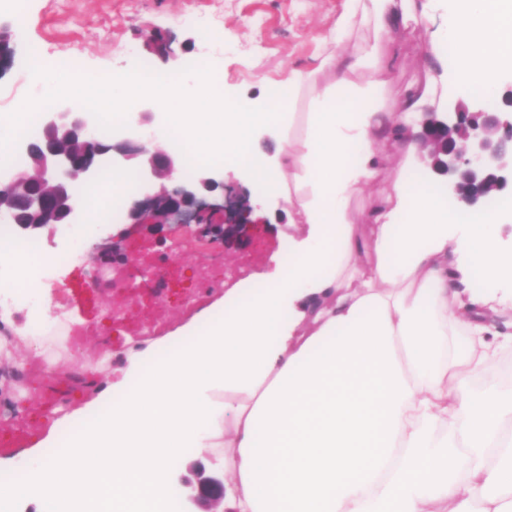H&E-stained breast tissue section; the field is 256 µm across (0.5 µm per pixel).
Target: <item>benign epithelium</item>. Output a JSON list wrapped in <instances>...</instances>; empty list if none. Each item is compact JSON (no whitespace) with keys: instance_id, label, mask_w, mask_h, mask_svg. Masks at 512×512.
Wrapping results in <instances>:
<instances>
[{"instance_id":"1","label":"benign epithelium","mask_w":512,"mask_h":512,"mask_svg":"<svg viewBox=\"0 0 512 512\" xmlns=\"http://www.w3.org/2000/svg\"><path fill=\"white\" fill-rule=\"evenodd\" d=\"M416 140L431 169L447 176L450 198L469 212H480L486 200L512 180V90L504 97V108L495 112L485 110L478 100L466 105L459 99L441 118L435 112L425 113ZM23 151L30 158V170L0 182V216H7L24 234L72 223L75 183L95 178L106 164L124 167L131 162L144 183L160 187L133 202L129 218L134 225L153 229L163 245L175 232L183 240L223 247L254 223L252 208L234 185L217 181L208 171L190 181L180 180L174 159L154 149L146 137L103 143L86 112L66 102L44 113L41 136L34 144L25 143ZM94 252L98 260L91 273L94 284L111 264L131 269L128 288H142L157 278L154 271L136 266L115 242L98 243ZM193 474L199 512H219L224 477L201 463L193 467Z\"/></svg>"}]
</instances>
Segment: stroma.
Instances as JSON below:
<instances>
[{
    "mask_svg": "<svg viewBox=\"0 0 512 512\" xmlns=\"http://www.w3.org/2000/svg\"><path fill=\"white\" fill-rule=\"evenodd\" d=\"M345 0H26L24 19H17L10 0H0V30L9 32L12 60L0 68V115L15 112L30 89L42 88V71L32 63L33 51L52 55L66 50L78 55L89 74L112 73L146 60L149 69L192 80L199 60L224 76L227 95L257 101L273 96L287 85L294 70L311 69L329 47L326 38L335 31ZM196 13L218 19L217 36L224 51H216L200 27L184 23L183 15ZM425 22L412 25L395 43L394 66L385 78L383 98L391 100L412 80L437 86L443 70L440 57L445 47L430 43ZM173 37L174 55L147 50L153 32ZM388 157L383 177L375 188L355 199V212L368 208L378 189L391 188L398 174L409 181H428L441 189L446 177L426 174L427 162L405 166L400 149L384 146ZM225 183L248 192L260 225L251 229L245 248L229 244L222 265L208 267L206 260L180 248L167 252L162 296L140 289L122 288L125 273L108 270L101 285H93L88 273L93 253L66 262L52 291L73 332V351H66L47 335L31 343H16L0 351V373L24 363L28 375L19 385L0 380V456L15 455L16 469L28 458L18 451L37 439L57 417L73 413L94 399L107 375L126 368V356L135 350L141 366H149L162 354L158 337L190 319L200 305L193 294L198 272L210 268L223 279L218 297L225 305L252 296L266 287L265 274L284 265L288 245L300 238L293 213L285 198L270 191L243 162L225 158L213 164ZM201 463L207 469H223L220 448H187L172 467L169 508L189 512L182 481Z\"/></svg>",
    "mask_w": 512,
    "mask_h": 512,
    "instance_id": "stroma-1",
    "label": "stroma"
}]
</instances>
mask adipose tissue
<instances>
[{
  "mask_svg": "<svg viewBox=\"0 0 512 512\" xmlns=\"http://www.w3.org/2000/svg\"><path fill=\"white\" fill-rule=\"evenodd\" d=\"M410 2L346 0L338 32L368 26L373 42L294 71L277 109L211 95L206 66L165 93L163 138L188 132L198 157H245L284 192L306 239L270 288L221 319L204 309L205 330L183 325L150 370L108 380L61 454L49 430L20 480L0 482L1 501L40 492L73 512H151L169 463L194 447L224 451V512H512V390H464L512 352V333L494 322L512 305V246L495 217L458 223L445 198L403 179L366 225L351 216L380 174L377 144L417 148L407 129L418 86L381 101L388 44L415 19ZM430 39L453 47L443 96L494 90L512 69V0H451ZM44 80L45 100L72 98L103 122L129 95L155 92L135 75L106 87L83 72ZM302 88L313 95L305 130L270 168L251 134L286 128Z\"/></svg>",
  "mask_w": 512,
  "mask_h": 512,
  "instance_id": "1",
  "label": "adipose tissue"
}]
</instances>
